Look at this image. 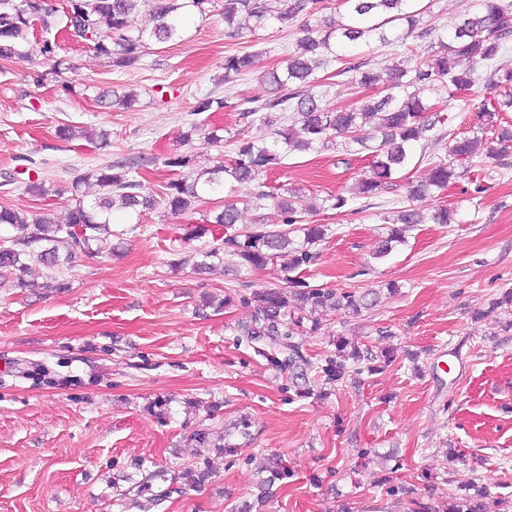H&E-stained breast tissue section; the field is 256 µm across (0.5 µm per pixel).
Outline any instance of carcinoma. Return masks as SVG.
Listing matches in <instances>:
<instances>
[{"label":"carcinoma","mask_w":512,"mask_h":512,"mask_svg":"<svg viewBox=\"0 0 512 512\" xmlns=\"http://www.w3.org/2000/svg\"><path fill=\"white\" fill-rule=\"evenodd\" d=\"M70 11L58 10L51 0H0V62L28 57L26 47L36 43L35 54L52 62L51 70L59 75L70 69L65 59L57 56L60 45L56 36L63 32L78 45L92 48L112 62L116 69L135 65L152 43L161 44L182 39L186 19L191 15L206 16L215 0H68ZM342 19L323 20L327 31L303 27V37L294 51L288 53L284 67L265 75V94L242 100V118L271 130L272 140L261 145L254 141L238 144L236 156L229 162L219 161L211 168L192 175L174 177L160 195L148 191L137 179L135 164L105 165L77 175L71 182L73 204L61 224L30 219L7 206H0V225H9L14 235L0 243V277L11 278L18 286H27L31 265L52 271L72 266L82 256H89L112 245V212L123 210L140 218L141 213L164 204L172 214H183L224 194V187L252 185L259 174L281 163L293 152L313 149L332 150L336 138L344 137L371 154L369 173L358 180V193L368 199L392 189L394 176L405 169L409 148L434 137L448 138V158L428 164L423 180L410 187L407 204L389 219L393 224L380 254L401 242L406 229L416 224H449L451 213L440 206L424 211L414 201L434 195L461 177L464 172L487 162L499 161L512 150V130L498 127L499 113L512 112V70L494 67L498 54L512 43V4L507 0H482V11L467 15L453 26L450 42L437 40L439 51L425 60L405 56L385 65V82L369 68L366 60H346L338 74H352L351 83L362 89L380 86L382 96L371 98L355 110L330 108L314 91L317 74L336 60V46L345 42L377 39L388 42L384 26L397 21L407 23L414 31L419 19L414 0H341ZM327 9L325 0H224V33L231 39L243 32H254L273 23L283 24L297 18L308 19ZM150 12L154 24L137 25L138 17ZM255 54L246 51L224 56V82L252 70ZM494 91V99L475 108L474 121L465 132L443 130L440 112L425 102L427 91H448V100H463L478 92L479 87ZM226 100L208 92L196 97L193 112H221ZM290 121L286 127L281 123ZM96 188L87 202L83 188ZM270 201L271 212L259 216L255 226L245 232L224 234V241L206 251L182 257L178 265H190L198 273L224 266V254L238 260V266L260 269L288 250V265L293 272L309 264L316 253L312 248L326 235L322 224H304V216L316 207L304 203L303 196L292 189L274 195L259 191L242 200L226 199L205 224L190 227L188 237L200 239L217 224L229 230L239 220L238 204L261 208ZM281 225L268 230L265 225ZM302 231L303 244L293 246L291 234ZM288 287L294 290L300 312H358L366 295L355 291L337 292L332 288H310L290 277ZM247 303L253 304L249 320L240 326L242 335L270 349L271 360L284 369H317L325 383L342 380L347 373L346 345L336 346V358L325 360L316 368L302 354L295 341L300 334L303 317L288 316V295L278 287L252 292ZM201 448H211L222 455L224 437L213 438L209 428L194 430L188 437ZM212 474L208 458L186 467L176 474L165 470L150 471L131 487L123 490L114 479L110 488L120 500H128L146 509L170 494V486L181 483L198 487ZM459 494L451 497L448 512H512V495H494L474 479L458 483Z\"/></svg>","instance_id":"obj_1"}]
</instances>
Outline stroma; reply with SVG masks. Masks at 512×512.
I'll list each match as a JSON object with an SVG mask.
<instances>
[{
    "label": "stroma",
    "instance_id": "1",
    "mask_svg": "<svg viewBox=\"0 0 512 512\" xmlns=\"http://www.w3.org/2000/svg\"><path fill=\"white\" fill-rule=\"evenodd\" d=\"M421 5V25L433 36L400 24L402 42L346 46L343 54L378 69L401 51L426 58L463 14L480 10V0ZM300 36L294 23L226 38L217 8L190 18L183 41L151 46L129 68L67 42L59 49L70 64L63 76L26 60L0 65V174L28 165L31 178L60 191L41 199L21 183L0 182V205L60 221L68 186L88 170L147 156L141 173L157 193L172 176L163 164L170 154L190 156L199 169L232 159L238 141L267 136L264 126L240 121L237 102L262 94L263 75ZM240 50L255 53L254 67L224 83V58ZM113 89L136 91L135 107L100 103ZM206 92L226 97L228 107L193 114ZM193 121L222 128L223 142H182ZM62 124L105 129L111 144L59 139ZM447 151L444 139L415 144L405 178L369 200L356 196L368 158L340 148L290 154L259 177L271 192L301 189L317 208L308 222L328 227L298 277L312 288L380 294L356 315L315 313L316 329L300 338L320 365L342 339L361 352L337 384L293 379L239 334L250 316L244 297L283 285L279 263L250 270L228 255L212 275L178 266L224 234L218 227L188 239L205 205L181 216L160 205L138 220L115 213L112 241L121 254L86 256L61 270V291L43 289L41 267L29 287L0 282V512H129L110 480L190 464L185 437L205 419L195 400L218 405L212 424L227 451L214 455L205 485L174 492L150 512H239L246 503L251 512H408L414 501L448 512L453 449L464 455L458 474L512 487V317L493 306L512 289V154L442 192L453 223L417 225L387 256L374 255L387 234L383 218L405 200L408 180ZM336 194L353 197L357 213L330 209ZM384 350L392 363L368 372V358ZM273 455L290 475L260 503L258 468Z\"/></svg>",
    "mask_w": 512,
    "mask_h": 512
}]
</instances>
